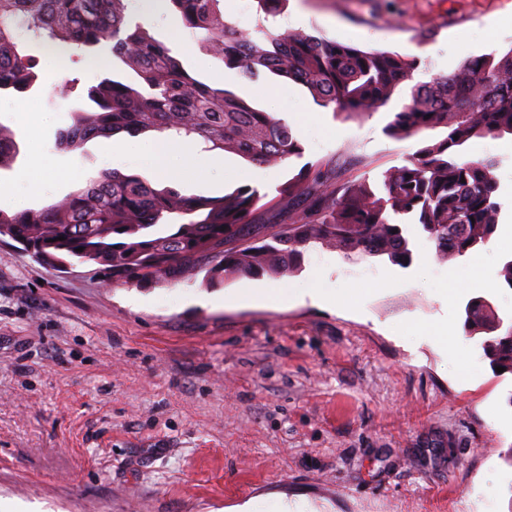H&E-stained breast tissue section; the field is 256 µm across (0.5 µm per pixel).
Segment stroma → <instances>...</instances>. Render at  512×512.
<instances>
[{
  "mask_svg": "<svg viewBox=\"0 0 512 512\" xmlns=\"http://www.w3.org/2000/svg\"><path fill=\"white\" fill-rule=\"evenodd\" d=\"M141 19L192 75L286 120L302 144V157L269 166L263 192L276 210L257 223L287 219L278 189L305 164L373 181L416 148L386 134L388 109L333 114L293 81L226 69L168 12L150 5ZM271 25L417 58L422 84L512 48V0H288ZM67 75L79 83L66 97ZM95 81L84 65L58 66L22 96H0L17 167L50 161L30 208L108 168L104 140L55 146ZM26 108L33 120L19 119ZM466 156L497 161L503 210L496 236L456 259L416 234L404 268L320 247L281 277L108 287L0 243V512H228L250 499L309 512H512V375L495 374L462 328L478 296L512 320L500 277L512 138L473 141ZM257 169L204 152L180 187L220 196L253 185ZM453 274L464 292L449 294ZM254 288L265 304L224 301ZM298 288L335 300H298Z\"/></svg>",
  "mask_w": 512,
  "mask_h": 512,
  "instance_id": "stroma-1",
  "label": "stroma"
}]
</instances>
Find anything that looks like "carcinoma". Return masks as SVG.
Masks as SVG:
<instances>
[{
    "instance_id": "1",
    "label": "carcinoma",
    "mask_w": 512,
    "mask_h": 512,
    "mask_svg": "<svg viewBox=\"0 0 512 512\" xmlns=\"http://www.w3.org/2000/svg\"><path fill=\"white\" fill-rule=\"evenodd\" d=\"M165 2L225 68L247 80L267 71L285 77L334 113L351 117L387 107L415 70L416 59L388 51L264 25L254 35L242 33L224 21V0ZM255 2L268 17L288 0ZM24 33L43 53L94 63L101 73L87 92L96 110H77L74 122L57 133L55 145L63 152L122 132L169 131L203 143L208 152H232L259 164L303 155L285 121L232 89L193 77L147 24L128 16L125 0H0V96L23 93L38 80ZM116 60L137 82L111 76ZM436 129L445 136L423 137ZM386 131L397 140L418 139L402 165L372 183L365 177L343 181L318 163L305 164L280 189L293 204L285 224H255L265 195L254 187L191 196L176 179L158 189L142 175L105 169L40 210H0V235L60 269L92 266L109 284L143 287L202 271L209 284L297 272L316 246L405 267L413 260V230L452 259L486 245L502 209L496 162L470 160L465 152L474 139L512 136V48L412 86ZM18 156L14 134L0 125V171L11 170ZM462 322L466 335L483 337L491 368L512 374V327L501 328L486 298L469 299Z\"/></svg>"
}]
</instances>
